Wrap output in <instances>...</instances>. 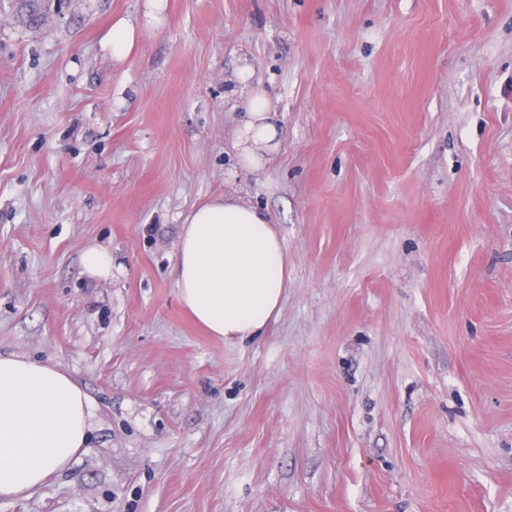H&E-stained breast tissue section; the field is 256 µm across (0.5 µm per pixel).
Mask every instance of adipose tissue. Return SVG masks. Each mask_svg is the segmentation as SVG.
I'll list each match as a JSON object with an SVG mask.
<instances>
[{
  "instance_id": "adipose-tissue-1",
  "label": "adipose tissue",
  "mask_w": 512,
  "mask_h": 512,
  "mask_svg": "<svg viewBox=\"0 0 512 512\" xmlns=\"http://www.w3.org/2000/svg\"><path fill=\"white\" fill-rule=\"evenodd\" d=\"M248 67L234 75L241 116L232 141L242 172L259 174L281 129ZM178 298L211 335H260L288 284V253L266 211L227 194L193 208L177 244ZM91 406L67 373L26 357L0 355V498L27 495L63 470L89 439Z\"/></svg>"
}]
</instances>
